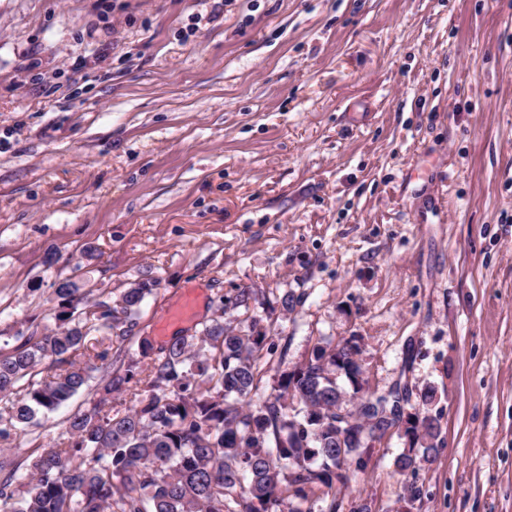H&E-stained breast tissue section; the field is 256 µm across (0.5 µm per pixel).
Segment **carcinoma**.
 Instances as JSON below:
<instances>
[{
  "label": "carcinoma",
  "instance_id": "cac0c4a2",
  "mask_svg": "<svg viewBox=\"0 0 512 512\" xmlns=\"http://www.w3.org/2000/svg\"><path fill=\"white\" fill-rule=\"evenodd\" d=\"M159 285L148 275L117 296L85 290L74 275L55 282V327L0 336V438L25 434L38 415L65 404L106 364L100 397L68 419L67 440L0 456V512H302L295 502L318 490L322 512H337L336 486L349 484L372 443L394 429L410 440L395 465L413 472L443 442L429 413L432 387L420 391L414 419L403 420L409 390L361 392L359 348L317 344L306 361L259 395L262 352L271 333L250 314L257 292L224 300L233 318L178 336L157 351L136 338L135 315ZM104 332L89 352L92 332ZM137 347L124 360V347ZM50 359L58 371L41 376ZM135 380V388L126 384ZM363 400L350 425L348 400Z\"/></svg>",
  "mask_w": 512,
  "mask_h": 512
}]
</instances>
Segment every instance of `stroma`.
<instances>
[{
    "mask_svg": "<svg viewBox=\"0 0 512 512\" xmlns=\"http://www.w3.org/2000/svg\"><path fill=\"white\" fill-rule=\"evenodd\" d=\"M78 269L160 277L157 349L252 287L294 297L265 384L353 338L370 389L433 387L439 454L387 434L340 512H512V0H0V332Z\"/></svg>",
    "mask_w": 512,
    "mask_h": 512,
    "instance_id": "1",
    "label": "stroma"
}]
</instances>
